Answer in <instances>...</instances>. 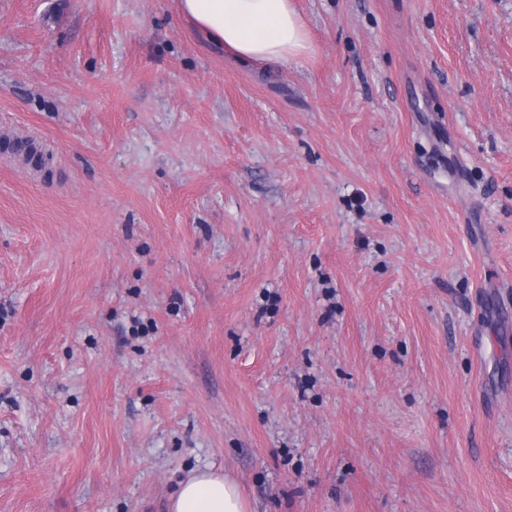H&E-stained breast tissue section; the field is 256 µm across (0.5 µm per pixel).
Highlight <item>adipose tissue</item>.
<instances>
[{
    "label": "adipose tissue",
    "instance_id": "1",
    "mask_svg": "<svg viewBox=\"0 0 512 512\" xmlns=\"http://www.w3.org/2000/svg\"><path fill=\"white\" fill-rule=\"evenodd\" d=\"M181 16L215 46L245 63H288L311 50L293 0H179ZM169 512H249L238 485L222 472H195L171 497Z\"/></svg>",
    "mask_w": 512,
    "mask_h": 512
}]
</instances>
